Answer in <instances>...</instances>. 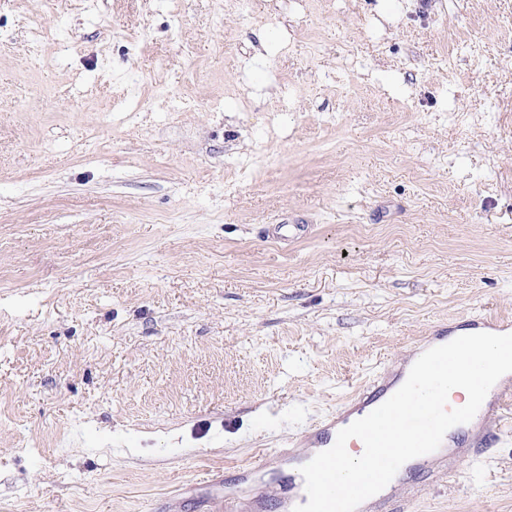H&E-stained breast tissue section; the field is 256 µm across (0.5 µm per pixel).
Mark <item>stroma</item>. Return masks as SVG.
Listing matches in <instances>:
<instances>
[{"mask_svg":"<svg viewBox=\"0 0 512 512\" xmlns=\"http://www.w3.org/2000/svg\"><path fill=\"white\" fill-rule=\"evenodd\" d=\"M485 313L512 0H0V512H196ZM410 512H512V427Z\"/></svg>","mask_w":512,"mask_h":512,"instance_id":"obj_1","label":"stroma"}]
</instances>
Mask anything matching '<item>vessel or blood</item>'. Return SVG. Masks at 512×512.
I'll use <instances>...</instances> for the list:
<instances>
[{
	"mask_svg": "<svg viewBox=\"0 0 512 512\" xmlns=\"http://www.w3.org/2000/svg\"><path fill=\"white\" fill-rule=\"evenodd\" d=\"M459 328L472 333L505 334L512 333V322L478 315L461 322ZM411 364V359L407 358L382 366L348 406L323 419L305 435L299 448L268 449L257 461L239 466L237 483L249 482L256 474L270 471L272 465L280 461L291 459L300 463L332 447L339 430L353 413L373 411L400 388ZM509 416H512V385L504 383L493 386L485 398L484 406L470 422L471 440L468 447H461L450 438H443L436 451L403 464L391 482L381 492L363 501L356 512H407L408 494L424 492L430 484L436 482L439 475L456 468L464 453H479L494 442L495 435L487 427L488 418L501 421ZM209 484L219 488L220 493L212 498L201 499L202 512H293L297 505L308 501L304 482L293 478L285 484L271 485L247 501L241 500L238 492L225 491L223 475H214Z\"/></svg>",
	"mask_w": 512,
	"mask_h": 512,
	"instance_id": "b4317fda",
	"label": "vessel or blood"
}]
</instances>
